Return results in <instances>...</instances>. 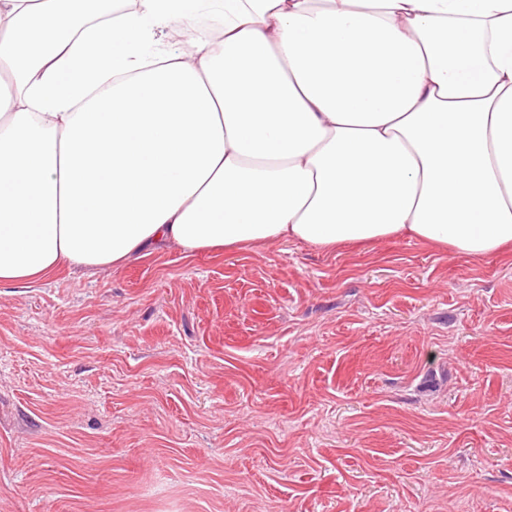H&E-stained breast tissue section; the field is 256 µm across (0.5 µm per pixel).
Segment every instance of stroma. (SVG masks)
I'll return each instance as SVG.
<instances>
[{"label":"stroma","instance_id":"obj_1","mask_svg":"<svg viewBox=\"0 0 512 512\" xmlns=\"http://www.w3.org/2000/svg\"><path fill=\"white\" fill-rule=\"evenodd\" d=\"M0 512H512V252L288 241L0 286Z\"/></svg>","mask_w":512,"mask_h":512}]
</instances>
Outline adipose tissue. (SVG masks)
<instances>
[{"label":"adipose tissue","instance_id":"obj_1","mask_svg":"<svg viewBox=\"0 0 512 512\" xmlns=\"http://www.w3.org/2000/svg\"><path fill=\"white\" fill-rule=\"evenodd\" d=\"M512 246V0H0V284Z\"/></svg>","mask_w":512,"mask_h":512}]
</instances>
